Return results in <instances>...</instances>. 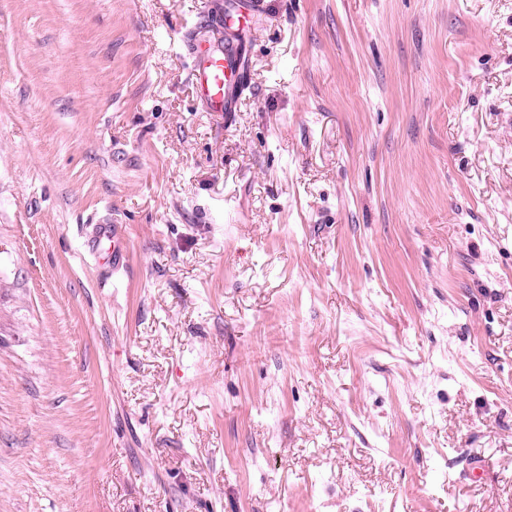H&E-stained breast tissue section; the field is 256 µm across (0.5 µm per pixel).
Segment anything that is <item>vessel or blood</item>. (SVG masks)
<instances>
[{"instance_id": "vessel-or-blood-1", "label": "vessel or blood", "mask_w": 512, "mask_h": 512, "mask_svg": "<svg viewBox=\"0 0 512 512\" xmlns=\"http://www.w3.org/2000/svg\"><path fill=\"white\" fill-rule=\"evenodd\" d=\"M268 11L266 0H224L214 16L219 39H202L191 45L193 67L191 84L196 100L206 111L230 113L236 110L239 78L247 67L245 38L250 27ZM95 252L112 272L125 270L128 247L124 234L115 224L95 227Z\"/></svg>"}]
</instances>
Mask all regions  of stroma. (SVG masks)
<instances>
[{"instance_id": "obj_1", "label": "stroma", "mask_w": 512, "mask_h": 512, "mask_svg": "<svg viewBox=\"0 0 512 512\" xmlns=\"http://www.w3.org/2000/svg\"><path fill=\"white\" fill-rule=\"evenodd\" d=\"M223 3L0 0V512H512V0ZM267 11L266 0H225L223 9L213 18L221 37L191 44V84L196 100L206 112L227 115L236 111L239 77L247 67L245 37L250 41L249 28ZM236 32L240 33L234 37ZM93 250L103 253V264L112 274L124 271L128 265V247L117 224H96Z\"/></svg>"}]
</instances>
